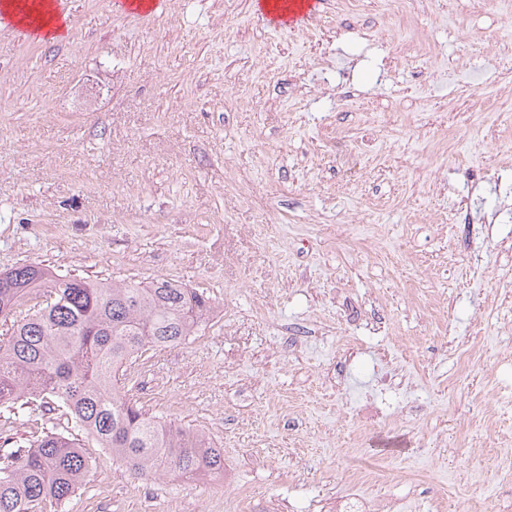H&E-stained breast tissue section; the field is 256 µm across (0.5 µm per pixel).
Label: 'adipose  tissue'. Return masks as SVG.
I'll use <instances>...</instances> for the list:
<instances>
[{"mask_svg": "<svg viewBox=\"0 0 512 512\" xmlns=\"http://www.w3.org/2000/svg\"><path fill=\"white\" fill-rule=\"evenodd\" d=\"M0 17L21 28L25 36L43 42L62 40L67 33V22L55 0H0Z\"/></svg>", "mask_w": 512, "mask_h": 512, "instance_id": "obj_1", "label": "adipose tissue"}]
</instances>
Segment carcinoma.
<instances>
[{
  "instance_id": "1",
  "label": "carcinoma",
  "mask_w": 512,
  "mask_h": 512,
  "mask_svg": "<svg viewBox=\"0 0 512 512\" xmlns=\"http://www.w3.org/2000/svg\"><path fill=\"white\" fill-rule=\"evenodd\" d=\"M41 296L46 305L15 319L0 341V427L9 429L29 400L65 415L69 433L0 445V512H36L44 501L65 507L95 464L80 432L138 480L224 474L223 449L149 414L121 386L126 362L198 335L209 298L169 280H90L21 265L0 273V320Z\"/></svg>"
}]
</instances>
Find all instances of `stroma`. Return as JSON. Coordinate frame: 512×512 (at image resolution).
I'll use <instances>...</instances> for the list:
<instances>
[{
	"label": "stroma",
	"mask_w": 512,
	"mask_h": 512,
	"mask_svg": "<svg viewBox=\"0 0 512 512\" xmlns=\"http://www.w3.org/2000/svg\"><path fill=\"white\" fill-rule=\"evenodd\" d=\"M120 2L62 0L56 43L0 27V272L209 296L196 340L143 353L131 395L205 432L225 476L138 481L100 449L64 512H230L242 490L254 512H324L348 455L376 451L359 407L387 373L411 412L386 430L405 443L394 476L367 493L496 512L512 498V112L472 96L512 78V0H433L388 34L391 0H321L299 30L256 0Z\"/></svg>",
	"instance_id": "obj_1"
}]
</instances>
